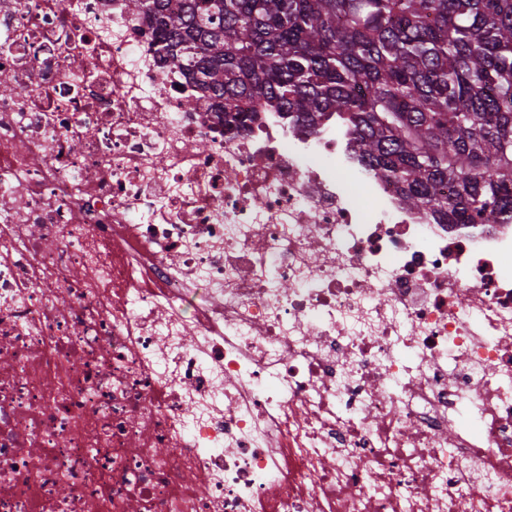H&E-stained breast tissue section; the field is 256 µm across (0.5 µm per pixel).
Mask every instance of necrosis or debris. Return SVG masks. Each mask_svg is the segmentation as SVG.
I'll return each mask as SVG.
<instances>
[{"label":"necrosis or debris","mask_w":512,"mask_h":512,"mask_svg":"<svg viewBox=\"0 0 512 512\" xmlns=\"http://www.w3.org/2000/svg\"><path fill=\"white\" fill-rule=\"evenodd\" d=\"M0 512H512V219L225 118L127 0H0Z\"/></svg>","instance_id":"necrosis-or-debris-1"}]
</instances>
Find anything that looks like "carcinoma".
<instances>
[{"label":"carcinoma","instance_id":"carcinoma-1","mask_svg":"<svg viewBox=\"0 0 512 512\" xmlns=\"http://www.w3.org/2000/svg\"><path fill=\"white\" fill-rule=\"evenodd\" d=\"M212 107L336 115L440 224L512 216V0H128ZM448 191H443V187Z\"/></svg>","mask_w":512,"mask_h":512}]
</instances>
